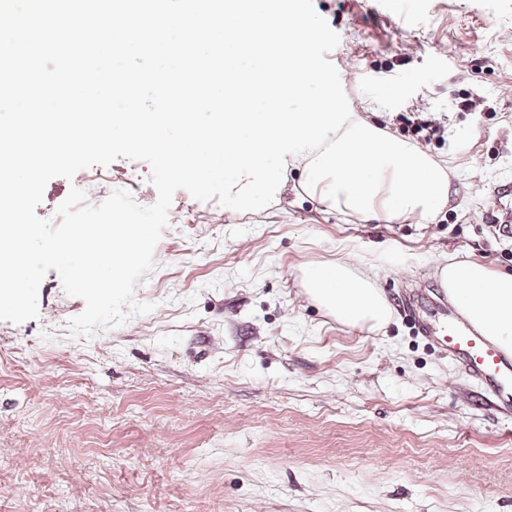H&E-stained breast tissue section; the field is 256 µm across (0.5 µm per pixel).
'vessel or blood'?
<instances>
[{
    "mask_svg": "<svg viewBox=\"0 0 512 512\" xmlns=\"http://www.w3.org/2000/svg\"><path fill=\"white\" fill-rule=\"evenodd\" d=\"M419 323L429 336L447 329L445 342L449 353L488 392V409L498 416H512V350L502 348L442 299L427 305Z\"/></svg>",
    "mask_w": 512,
    "mask_h": 512,
    "instance_id": "vessel-or-blood-1",
    "label": "vessel or blood"
}]
</instances>
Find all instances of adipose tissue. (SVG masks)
I'll return each instance as SVG.
<instances>
[{"mask_svg":"<svg viewBox=\"0 0 512 512\" xmlns=\"http://www.w3.org/2000/svg\"><path fill=\"white\" fill-rule=\"evenodd\" d=\"M439 276L472 324L512 348V274L493 272L477 261L454 260L440 268ZM301 284L312 301L342 323L380 327L391 316L381 289L344 261L305 267Z\"/></svg>","mask_w":512,"mask_h":512,"instance_id":"ef3b65f1","label":"adipose tissue"}]
</instances>
